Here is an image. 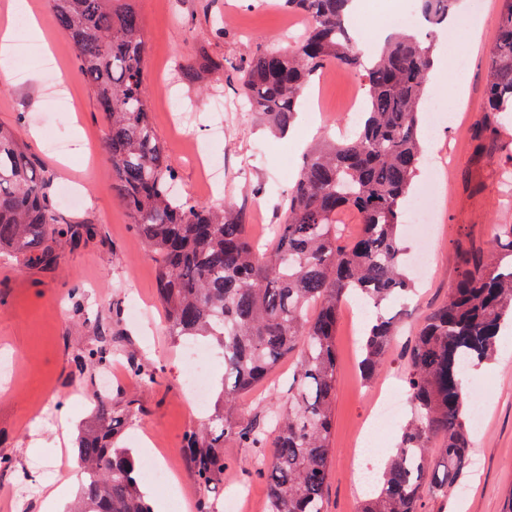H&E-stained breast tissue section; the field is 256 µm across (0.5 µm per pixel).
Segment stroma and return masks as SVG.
<instances>
[{"instance_id": "1", "label": "stroma", "mask_w": 512, "mask_h": 512, "mask_svg": "<svg viewBox=\"0 0 512 512\" xmlns=\"http://www.w3.org/2000/svg\"><path fill=\"white\" fill-rule=\"evenodd\" d=\"M145 23L148 54L145 63L151 121L181 189L195 197L201 172L189 161L191 148L210 149L224 156L223 192L207 197L216 207L240 209L253 232L280 223V205L311 145L308 125H316L317 139H337L353 127L347 108L350 86L336 81L322 90L321 99L306 98L295 125L284 136L273 134L257 114L237 108L236 80L221 79L207 92L180 86L187 111H174L171 99L158 91L161 76L187 63L195 50L238 59L260 44L287 46L301 35L306 22L284 12L279 0L261 6L248 0H132ZM507 0H461L460 40L477 34L480 48L471 52L466 78H458L453 62L434 63L428 83L431 99L446 112L461 109L462 126L440 125L424 139L426 160L448 159L449 169H438L432 181L418 179L413 192L440 195L435 211L432 266L417 279L415 300L402 310L401 334L385 372L370 383L357 369L359 339L341 319L336 347L340 367L332 421V475L327 490V512H357L364 498L357 485L363 468L380 470L394 447L407 415L399 413L386 429L379 454L360 458L354 436L369 415L374 393H405L404 346L433 305L443 301L457 274L456 248L470 241L488 246L491 227L512 225V207L498 193L504 172H512V123L502 125L495 145L481 161H474L471 129L483 103L488 59L496 36V22ZM220 12L223 38L211 32V14ZM50 53L66 77V96L76 108L65 112L53 98L40 66L11 67V81L0 84V127L18 130L28 154L53 179L51 192L73 224H90L97 231L88 241L68 245L60 262L44 268L0 257V353L20 365L11 386H0V456L10 458V470H0V489L12 490L0 499V512H41L48 492L74 472L80 460L77 439L95 413L99 372L78 369L76 353L96 344L99 330L118 336L112 360L127 365L129 357L160 366L156 384L145 386L131 373L112 381V394L132 398L141 412L127 427L123 443L140 464L171 466L178 485L144 483L154 512H170L174 504L190 507L201 494L188 470L182 446L185 431L196 426L189 415V398L182 384L185 341L168 336L157 302L154 262L132 221L112 192V171L104 150L106 123L81 74L65 34L47 26ZM226 109L211 111L215 97ZM79 141V152L68 154V168L57 164L58 153L48 146L50 136ZM77 185L84 202L62 203L61 190ZM150 307L141 321L128 310L136 297ZM474 403L487 413L475 433L474 466L458 482L459 492L431 503V512H512V333L502 336L498 352L475 373L470 389ZM229 462L223 485L214 500L215 512H226L227 499L247 489L250 512H266V485L253 476L256 452L228 441Z\"/></svg>"}]
</instances>
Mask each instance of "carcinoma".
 Returning a JSON list of instances; mask_svg holds the SVG:
<instances>
[{"mask_svg": "<svg viewBox=\"0 0 512 512\" xmlns=\"http://www.w3.org/2000/svg\"><path fill=\"white\" fill-rule=\"evenodd\" d=\"M350 0H283L284 11L310 19L288 47L266 45L224 67L205 48L176 71L180 84L205 90L229 69L250 110L278 131L303 107V92L336 64L363 76L361 123L306 156L272 239L254 241L239 214L181 197L157 139L146 95L147 43L132 0H51L50 20L69 37L78 67L108 123L105 150L112 192L132 218L155 261L168 335L211 336L224 355V408L184 434L191 474L202 489L196 512H214L211 490L224 477V440L257 450L253 474L266 484L267 512H327L336 335L341 309L357 295L372 307L358 362L370 381L390 360L395 317L386 303L412 292L401 239L409 187L422 165V114L433 67L436 26L457 0H420L430 28L400 35L368 67L345 29ZM486 106L473 125L476 153L496 140L512 116V0L500 14L485 84ZM361 220L349 237L336 216ZM68 224L50 193V179L24 150L18 132L0 127V254L26 264L53 265L66 241L92 236ZM512 330V225H494L489 249L471 245L458 256L447 299L426 313L407 346L404 382L410 417L376 489L360 512H427L445 500L471 467V374L491 359ZM295 358L283 410L249 419L233 414L240 399L286 359ZM103 348H86L79 365L104 366ZM141 384L159 368L134 363ZM140 413L127 399L101 401L79 438L85 480L75 512H153L121 427Z\"/></svg>", "mask_w": 512, "mask_h": 512, "instance_id": "1", "label": "carcinoma"}]
</instances>
